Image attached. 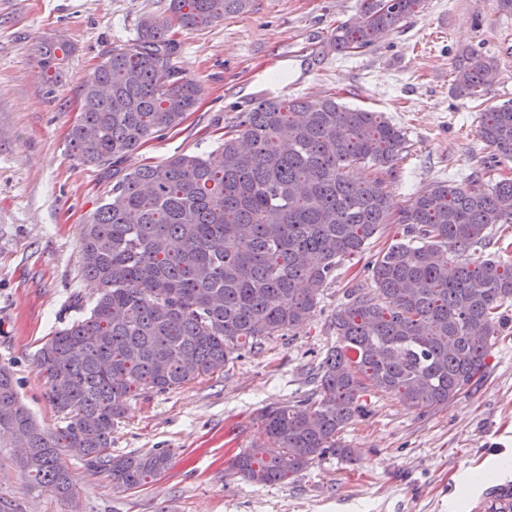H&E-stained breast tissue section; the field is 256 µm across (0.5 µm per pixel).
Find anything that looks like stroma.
I'll list each match as a JSON object with an SVG mask.
<instances>
[{"mask_svg": "<svg viewBox=\"0 0 512 512\" xmlns=\"http://www.w3.org/2000/svg\"><path fill=\"white\" fill-rule=\"evenodd\" d=\"M170 0H0V365L42 425L58 424L34 364L40 345L85 315L94 285L81 272L79 233L107 191L94 167L67 149L80 86L102 53L131 43L141 21L164 16ZM361 0H250L199 30L179 34V70L202 87L194 112L148 139L128 167L207 154L238 112L265 98L335 97L381 113L402 128L408 151L387 190L403 207L429 185L465 183L493 164L477 135L481 104L512 101V13L497 0H421L372 45L340 53L332 38ZM65 46L55 77L40 66L42 41ZM494 60L499 80L483 102L457 97L462 55ZM404 236L382 225L365 252L346 258L309 318L223 373L130 400L112 430V451L162 448L168 470L131 490L113 488L74 459L71 498L29 491L15 451L0 447V498L19 512H471L489 471L512 479V302L484 378L448 404L410 407L366 392L365 412L341 432L352 460L326 457L283 483L228 474L251 446L269 405H294L315 391L320 360L335 347L334 318L351 289L370 288L366 264Z\"/></svg>", "mask_w": 512, "mask_h": 512, "instance_id": "obj_1", "label": "stroma"}]
</instances>
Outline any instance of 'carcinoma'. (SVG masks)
<instances>
[{"instance_id": "obj_1", "label": "carcinoma", "mask_w": 512, "mask_h": 512, "mask_svg": "<svg viewBox=\"0 0 512 512\" xmlns=\"http://www.w3.org/2000/svg\"><path fill=\"white\" fill-rule=\"evenodd\" d=\"M419 3L362 0L336 28V50L369 46ZM248 5L170 0L169 15L144 18L135 42L107 51L82 84L69 149L112 185L80 232L93 306L36 353L60 426L39 424L0 366V441L11 435L10 447L26 449L20 465L33 490L71 495L65 456L119 489L165 472L162 450L112 453L127 402L220 374L239 350L300 326L342 261L384 224L405 225V239L371 262L374 288L351 290L336 313L339 344L319 363L316 397L266 407L260 436L229 470L275 484L328 454L350 461L339 434L363 412L365 392L437 406L486 371L499 309L512 300V261L466 256L490 226L512 224V178L436 182L396 210L384 175L406 149L404 133L333 97L265 99L237 113L205 157L122 167L200 99L199 84L175 66L173 34ZM57 50L40 46L45 70H57ZM498 79L493 61L470 58L456 67L455 91L480 98ZM477 134L494 158L512 162V102L488 106ZM352 167L367 174L353 181Z\"/></svg>"}]
</instances>
